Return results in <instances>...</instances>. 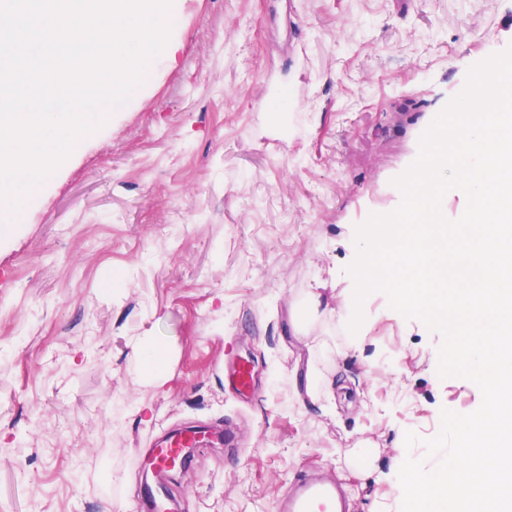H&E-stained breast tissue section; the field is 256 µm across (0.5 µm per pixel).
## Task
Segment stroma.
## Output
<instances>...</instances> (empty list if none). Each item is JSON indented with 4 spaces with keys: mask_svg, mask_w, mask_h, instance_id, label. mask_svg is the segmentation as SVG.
<instances>
[{
    "mask_svg": "<svg viewBox=\"0 0 512 512\" xmlns=\"http://www.w3.org/2000/svg\"><path fill=\"white\" fill-rule=\"evenodd\" d=\"M176 3L175 61L0 214V512H139L132 457L226 420L244 452L194 450L169 486L183 512H275L303 468L354 512H401V464L434 468L442 410L481 391L438 376L440 334L384 293L357 331L329 312L433 116L512 48V0ZM135 340L163 346L160 379ZM228 354L261 378L251 406L224 388Z\"/></svg>",
    "mask_w": 512,
    "mask_h": 512,
    "instance_id": "35a3bbf8",
    "label": "stroma"
}]
</instances>
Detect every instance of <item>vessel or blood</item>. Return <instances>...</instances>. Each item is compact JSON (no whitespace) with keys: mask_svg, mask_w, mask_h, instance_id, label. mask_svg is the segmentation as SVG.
<instances>
[{"mask_svg":"<svg viewBox=\"0 0 512 512\" xmlns=\"http://www.w3.org/2000/svg\"><path fill=\"white\" fill-rule=\"evenodd\" d=\"M224 382L240 395L255 389V372L251 362L231 358L223 366ZM214 430L209 426L185 427L155 439L147 456L135 457V466L150 472L154 481L145 489L142 499L146 512H173L170 496L161 483L172 472L189 468L188 449L205 447ZM278 512H353L350 498L342 483L321 478L308 471L294 475L287 494L277 502Z\"/></svg>","mask_w":512,"mask_h":512,"instance_id":"b4317fda","label":"vessel or blood"}]
</instances>
